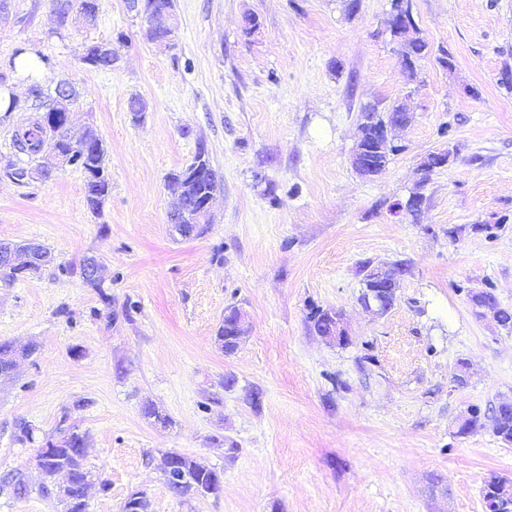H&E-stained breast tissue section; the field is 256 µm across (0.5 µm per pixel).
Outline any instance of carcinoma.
<instances>
[{
    "label": "carcinoma",
    "mask_w": 512,
    "mask_h": 512,
    "mask_svg": "<svg viewBox=\"0 0 512 512\" xmlns=\"http://www.w3.org/2000/svg\"><path fill=\"white\" fill-rule=\"evenodd\" d=\"M136 7V14L144 15L155 10H173L174 0H129ZM75 8L82 13L89 24H94L98 17L99 0H69L59 8V21L65 22L69 9ZM391 35L397 39L401 47V62L408 80L413 81L418 75L419 63L432 55V48L425 38L409 36V31L393 23L389 27ZM81 61L97 70L107 69L106 61L101 57L100 46L92 44L85 49ZM30 108L36 112V118L26 128L14 131L12 144L15 153L27 157V162L21 165L10 161L0 169L7 178H14L19 170L29 169L38 162L42 155L50 150L57 149L66 152L65 140L68 137L66 118L48 108L46 96L42 88L34 85L30 88ZM360 141L363 145H372L374 130L386 121L399 126L407 125L411 120V113L401 104H394L388 108L380 109L376 106H365L360 111ZM89 147L78 158L67 159L68 165L80 169L86 178L85 191L88 208L94 213H100L106 198L111 190V175L106 165V147L103 139L95 129L87 130ZM399 152L397 145L380 147L368 154L370 163L355 167L362 176L374 177L383 174L388 167L390 157ZM170 182L179 185L180 194L184 197V205L177 207L170 213L169 223L177 234L184 239L197 238L206 231V218L200 206L204 199L213 196L221 188V183L213 169L207 148L204 143H198L196 152L190 163L169 173ZM51 252L47 247L40 245L32 253L30 267H4L0 265V280L14 283L30 277L32 273H39L50 264L47 257ZM407 260H397L384 268L373 264L366 259L360 262L359 272L362 273L361 293L359 302H364L372 285L373 278L381 274L395 271L403 272L409 267ZM239 310L231 305L224 310V320L221 321L216 341L224 350V354L231 355L237 351L241 344L239 336L232 334V319ZM340 313L335 309L323 308L318 305L309 307L306 314V327L316 336L329 340L336 339V324ZM485 428L504 442L512 443V407L505 405L491 413L485 414L480 409L472 410L460 426L459 433L469 435ZM14 437L16 442L25 445L35 442L34 430L27 421L19 419L14 424ZM88 435L72 428L63 431L59 438L51 436L42 440L40 448L45 450L42 463L43 470L49 476L59 469H66L71 476L70 494L71 502H65L66 512H86L84 487L88 480L94 478L92 471L85 467L84 460L88 453ZM182 469L164 470V477L169 491L177 499L184 501L187 497L201 492L207 488L216 495L221 490L220 473L211 469L205 473L197 471L196 463L185 455H180ZM505 482L503 478H492L485 486L484 498L490 512H512V501L509 502L499 495V484ZM0 491L22 498L29 495V486L24 475L19 470H8L0 475ZM151 503L144 493L130 495L122 505L121 512H151Z\"/></svg>",
    "instance_id": "1"
}]
</instances>
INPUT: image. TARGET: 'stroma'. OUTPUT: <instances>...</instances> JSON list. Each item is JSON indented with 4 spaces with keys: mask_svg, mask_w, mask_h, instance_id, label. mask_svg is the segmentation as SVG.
I'll return each mask as SVG.
<instances>
[{
    "mask_svg": "<svg viewBox=\"0 0 512 512\" xmlns=\"http://www.w3.org/2000/svg\"><path fill=\"white\" fill-rule=\"evenodd\" d=\"M389 10L390 0H174L175 40L162 49L127 0H100L92 25L70 12L62 28L56 0H0V60L21 45L52 58L40 83L74 86L72 131L97 130L111 174L98 215L79 169L0 176V241L54 255L41 274L0 281V343L18 352L0 375V473L21 470L33 488L0 493V512H63L37 492V447L15 442L19 419L39 437L63 421L87 433V512H121L133 491L152 512H488L484 488L512 480V445L458 428L471 408L512 402V332L469 298L489 288L512 307V92L501 84L512 0H412L422 36L455 58L450 71L424 59L414 83ZM248 14L259 21L250 35ZM94 43L111 44V69L82 63ZM134 96L147 104L138 120ZM401 101L414 118L395 133L400 152L380 177H359L361 107ZM201 143L221 189L206 232L184 239L168 220L166 176ZM447 148L454 161L422 174V159ZM415 191L418 215L390 212ZM483 223L499 224L496 237L472 232ZM90 255L111 305L63 272ZM365 259L410 263L385 314L358 302ZM231 304L249 331L228 356L215 336ZM312 305L341 312L349 346L308 331ZM461 358L471 377L459 388ZM212 394L220 404L204 409ZM148 404L169 425L144 417ZM169 450L222 472L219 495L173 498L161 476Z\"/></svg>",
    "mask_w": 512,
    "mask_h": 512,
    "instance_id": "1",
    "label": "stroma"
}]
</instances>
